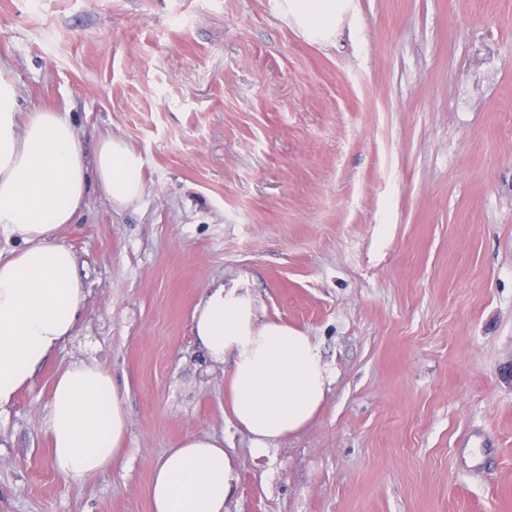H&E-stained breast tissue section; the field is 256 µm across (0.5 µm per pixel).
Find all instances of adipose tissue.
I'll return each mask as SVG.
<instances>
[{"label": "adipose tissue", "instance_id": "1", "mask_svg": "<svg viewBox=\"0 0 512 512\" xmlns=\"http://www.w3.org/2000/svg\"><path fill=\"white\" fill-rule=\"evenodd\" d=\"M292 13L324 37L342 0H292ZM17 83L0 71V235L18 247L0 253V413L51 353L75 334L85 297L72 249L59 239L91 183L112 204L144 192L142 160L123 139L98 136L86 159L75 127L58 113H21ZM194 334L215 360L231 357L228 408L257 451L310 424L326 403L330 375L310 336L275 320L258 321L248 294L221 287L193 315ZM127 413L111 374L97 360L61 369L47 406L54 468L81 482L119 458ZM236 479L222 441L191 437L168 452L149 485L153 512H226Z\"/></svg>", "mask_w": 512, "mask_h": 512}]
</instances>
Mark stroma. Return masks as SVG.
Here are the masks:
<instances>
[{
  "mask_svg": "<svg viewBox=\"0 0 512 512\" xmlns=\"http://www.w3.org/2000/svg\"><path fill=\"white\" fill-rule=\"evenodd\" d=\"M290 0H0V66L143 162L142 198L92 187L60 239L74 338L0 415V512H151L152 473L223 440L228 512H512V0H344L327 39ZM303 331L326 407L263 454L193 332L208 290ZM94 358L126 394L120 459L51 460L57 373Z\"/></svg>",
  "mask_w": 512,
  "mask_h": 512,
  "instance_id": "1",
  "label": "stroma"
}]
</instances>
